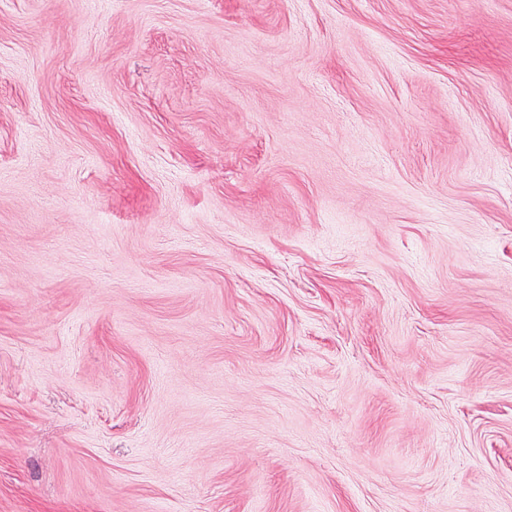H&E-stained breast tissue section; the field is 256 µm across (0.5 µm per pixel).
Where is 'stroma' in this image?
I'll list each match as a JSON object with an SVG mask.
<instances>
[{
  "label": "stroma",
  "mask_w": 512,
  "mask_h": 512,
  "mask_svg": "<svg viewBox=\"0 0 512 512\" xmlns=\"http://www.w3.org/2000/svg\"><path fill=\"white\" fill-rule=\"evenodd\" d=\"M0 512H512V0H0Z\"/></svg>",
  "instance_id": "35a3bbf8"
}]
</instances>
